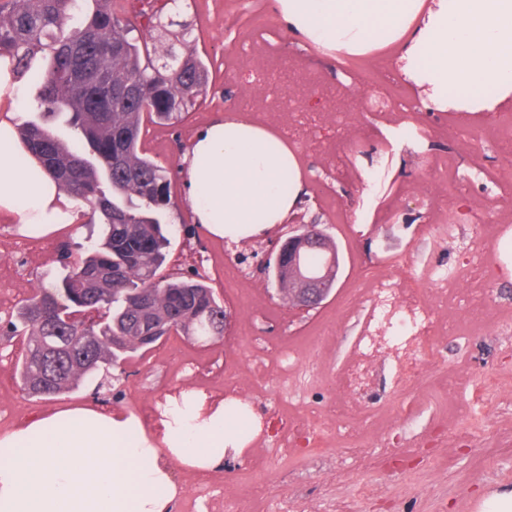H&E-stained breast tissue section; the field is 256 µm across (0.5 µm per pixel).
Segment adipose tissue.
I'll return each mask as SVG.
<instances>
[{
    "label": "adipose tissue",
    "instance_id": "adipose-tissue-1",
    "mask_svg": "<svg viewBox=\"0 0 512 512\" xmlns=\"http://www.w3.org/2000/svg\"><path fill=\"white\" fill-rule=\"evenodd\" d=\"M306 41L364 54L400 44L403 72L437 108L491 112L512 102V0H276ZM187 200L215 238L239 241L284 223L304 194L298 159L264 128L218 118L179 168ZM294 186L281 193L279 178ZM0 215L41 237L85 215L48 178L0 156ZM154 436L133 414L71 405L0 433V512H168L174 466L222 470L243 455L250 423L229 403L173 398Z\"/></svg>",
    "mask_w": 512,
    "mask_h": 512
}]
</instances>
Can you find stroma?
Returning <instances> with one entry per match:
<instances>
[{
  "label": "stroma",
  "mask_w": 512,
  "mask_h": 512,
  "mask_svg": "<svg viewBox=\"0 0 512 512\" xmlns=\"http://www.w3.org/2000/svg\"><path fill=\"white\" fill-rule=\"evenodd\" d=\"M161 18L191 23L210 73L206 95L178 122L150 123L142 132L144 150L170 172L166 221L174 230L162 273H199L231 311L237 334L229 341L174 333L113 366L108 386L88 382L51 398L30 396L15 376L24 342L11 334L9 322L46 272L83 255L89 227L67 225L53 250L29 262L16 225L0 216V432L75 403L142 417L177 391L204 383L220 397L230 383L252 396L259 417L320 420L329 433L326 444L317 451L251 447L203 480L175 468L183 493L171 512H283L287 502L313 512H486L487 496L512 490V412H499L492 403L479 412L473 406L489 383L512 393V229L498 241L503 262L481 277L469 274L458 239L481 232L475 211L512 220V199L495 186L512 182V144L504 140L512 132V102L480 113L473 126L451 139L445 113L415 107L416 92L391 62L372 53L344 59L301 40L282 26L275 0H182L179 8L165 7ZM258 23L286 49L291 71L264 90L256 82L261 51L251 44ZM329 88L343 109L342 123L301 136L295 148L307 181L304 209L319 217L338 244L342 271L326 305L298 319L263 270L248 267L249 286L262 309L277 312L266 320L235 303L238 286L225 277L224 267L234 262L237 249L211 238L185 203L179 158L217 113L284 134L282 116L265 108L263 98L293 99L316 112L320 90ZM381 88L410 103V110L385 116L367 111L363 96ZM396 124L425 132L429 156H412L404 141L390 142L387 130ZM337 153L347 157L349 174L336 172ZM478 167L488 178L472 179ZM448 198L453 237L440 242L423 227ZM401 255L462 279V287L436 299L437 311L447 312L456 327L439 331L433 355L423 357L411 385L396 387L381 364L357 403L345 402L337 379L367 312L363 304L347 309L346 301L369 288L376 270L402 281L403 269L393 265ZM260 336L268 339L262 349L256 345ZM283 357L293 366L318 367L320 382L307 389L292 384L287 396H276L284 384L276 363ZM364 484L378 485L380 497L361 498Z\"/></svg>",
  "instance_id": "stroma-1"
}]
</instances>
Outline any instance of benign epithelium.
<instances>
[{
    "label": "benign epithelium",
    "mask_w": 512,
    "mask_h": 512,
    "mask_svg": "<svg viewBox=\"0 0 512 512\" xmlns=\"http://www.w3.org/2000/svg\"><path fill=\"white\" fill-rule=\"evenodd\" d=\"M305 214L289 215L288 238L281 244L274 263L264 269L272 270V280L280 293H288V302L296 310L309 312L324 305L330 296L340 271L338 251L334 250L330 238L316 221H304ZM328 253L324 271L317 274L306 266L308 256ZM290 282V289L281 288V282Z\"/></svg>",
    "instance_id": "1"
}]
</instances>
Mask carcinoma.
I'll return each mask as SVG.
<instances>
[{"mask_svg":"<svg viewBox=\"0 0 512 512\" xmlns=\"http://www.w3.org/2000/svg\"><path fill=\"white\" fill-rule=\"evenodd\" d=\"M123 0H0V57L35 89L33 108L62 115L75 138L65 141L34 123L17 127L24 148L74 199L100 214L88 255L64 266L19 306L10 330L26 337L16 372L32 396L51 397L94 380L121 358L166 337L224 335V306L204 282L159 277L168 237V170L140 147L143 124H174L207 92L209 69L185 27L177 44L154 47L123 9ZM42 57L44 66L33 69ZM112 76L111 91L96 76ZM105 310L102 321L63 330L64 310ZM65 344L50 362L37 352Z\"/></svg>","mask_w":512,"mask_h":512,"instance_id":"1","label":"carcinoma"}]
</instances>
